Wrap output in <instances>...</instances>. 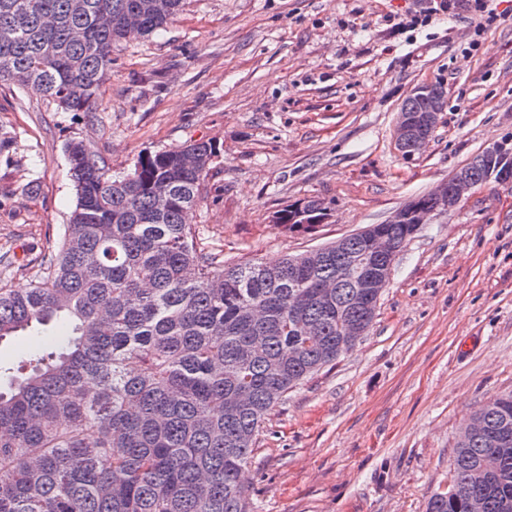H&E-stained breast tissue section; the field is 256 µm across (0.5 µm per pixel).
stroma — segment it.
I'll list each match as a JSON object with an SVG mask.
<instances>
[{
    "label": "stroma",
    "instance_id": "stroma-1",
    "mask_svg": "<svg viewBox=\"0 0 512 512\" xmlns=\"http://www.w3.org/2000/svg\"><path fill=\"white\" fill-rule=\"evenodd\" d=\"M438 0H184L164 30L112 50L97 112L0 83V287L28 288L75 206L65 147L111 174L189 141L219 153L188 221L228 263H274L384 222L485 145L512 136V14L470 49L465 8L397 30ZM442 83L425 149L393 130ZM315 198L307 233L274 212ZM55 320L0 341V365L63 345ZM512 391V184L488 180L397 255L368 333L271 411L242 482L254 512H425L462 425Z\"/></svg>",
    "mask_w": 512,
    "mask_h": 512
}]
</instances>
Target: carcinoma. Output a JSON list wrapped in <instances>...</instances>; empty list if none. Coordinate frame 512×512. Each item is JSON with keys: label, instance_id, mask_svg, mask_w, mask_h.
Segmentation results:
<instances>
[{"label": "carcinoma", "instance_id": "carcinoma-1", "mask_svg": "<svg viewBox=\"0 0 512 512\" xmlns=\"http://www.w3.org/2000/svg\"><path fill=\"white\" fill-rule=\"evenodd\" d=\"M146 0H0V82L36 84L64 112H95L126 16ZM142 14L149 35L179 14ZM76 192L44 273L0 288V341L64 319L74 337L12 368L0 390V512H253L240 473L269 412L368 332L383 289L369 234L399 252L415 224H371L275 265L226 264L185 222L218 147L195 141L139 155L123 176L66 146ZM448 486L425 512H512V392L475 413Z\"/></svg>", "mask_w": 512, "mask_h": 512}]
</instances>
